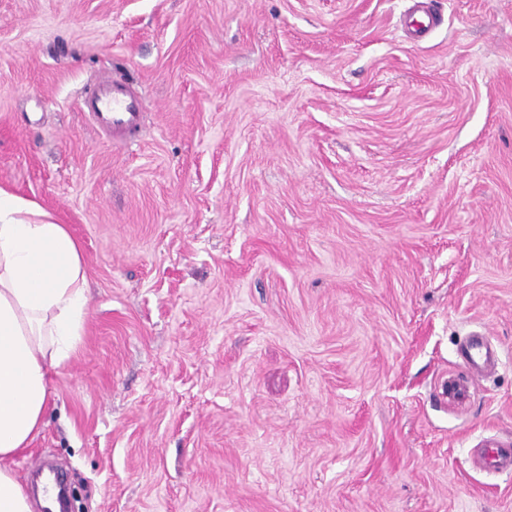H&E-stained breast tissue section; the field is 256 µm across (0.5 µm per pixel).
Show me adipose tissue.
I'll return each mask as SVG.
<instances>
[{
    "label": "adipose tissue",
    "mask_w": 512,
    "mask_h": 512,
    "mask_svg": "<svg viewBox=\"0 0 512 512\" xmlns=\"http://www.w3.org/2000/svg\"><path fill=\"white\" fill-rule=\"evenodd\" d=\"M87 303L68 226L0 190V512H33L11 462L43 429L50 372L80 345Z\"/></svg>",
    "instance_id": "1"
}]
</instances>
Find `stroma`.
Segmentation results:
<instances>
[{
    "label": "stroma",
    "instance_id": "1",
    "mask_svg": "<svg viewBox=\"0 0 512 512\" xmlns=\"http://www.w3.org/2000/svg\"><path fill=\"white\" fill-rule=\"evenodd\" d=\"M413 3L0 0V189L88 286L22 480L53 462L82 512H512L473 462L512 442V0H431L422 39ZM114 74L127 146L79 108ZM460 356L476 372L497 366L501 353L484 336H469L460 348Z\"/></svg>",
    "mask_w": 512,
    "mask_h": 512
}]
</instances>
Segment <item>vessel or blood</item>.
<instances>
[{
	"instance_id": "1",
	"label": "vessel or blood",
	"mask_w": 512,
	"mask_h": 512,
	"mask_svg": "<svg viewBox=\"0 0 512 512\" xmlns=\"http://www.w3.org/2000/svg\"><path fill=\"white\" fill-rule=\"evenodd\" d=\"M93 126L115 141L129 140L141 130L144 115L136 86L122 79L107 78L91 85L80 101ZM469 368L482 372L497 366L501 353L485 337L471 336L460 348ZM479 462L497 472H512V446L499 440L485 441L476 454Z\"/></svg>"
}]
</instances>
